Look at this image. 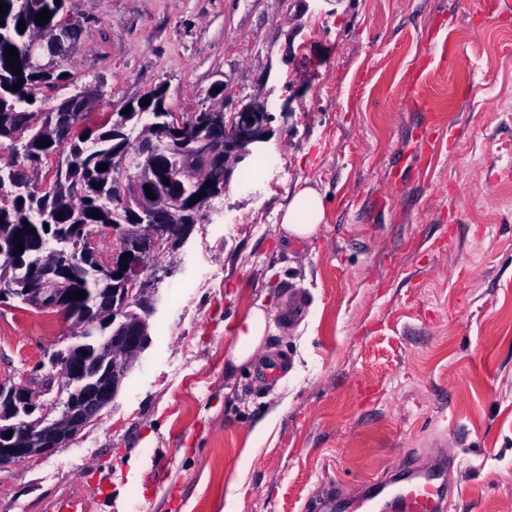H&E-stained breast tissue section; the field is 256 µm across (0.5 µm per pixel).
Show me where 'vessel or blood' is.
I'll return each instance as SVG.
<instances>
[{
    "mask_svg": "<svg viewBox=\"0 0 512 512\" xmlns=\"http://www.w3.org/2000/svg\"><path fill=\"white\" fill-rule=\"evenodd\" d=\"M447 496L443 473L433 468L385 485L368 484L345 507L346 512H445Z\"/></svg>",
    "mask_w": 512,
    "mask_h": 512,
    "instance_id": "1",
    "label": "vessel or blood"
}]
</instances>
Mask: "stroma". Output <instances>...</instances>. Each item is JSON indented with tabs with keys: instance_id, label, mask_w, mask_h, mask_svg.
Here are the masks:
<instances>
[{
	"instance_id": "35a3bbf8",
	"label": "stroma",
	"mask_w": 512,
	"mask_h": 512,
	"mask_svg": "<svg viewBox=\"0 0 512 512\" xmlns=\"http://www.w3.org/2000/svg\"><path fill=\"white\" fill-rule=\"evenodd\" d=\"M67 0L81 44L36 109L95 94L89 123L164 86L173 111L268 108L237 168L147 274L148 342L99 419L0 471V512H313L435 452L448 512H512V0ZM224 93L212 96L215 83ZM435 128V144L422 138ZM309 185V239L282 215ZM216 267L219 280L199 282ZM308 297L288 326L289 291ZM258 355L230 352L252 307ZM59 316L0 304V381H40ZM288 356L273 383L262 356ZM325 219L322 195L314 188L305 186L293 196L282 217V228L291 236L308 239L315 235Z\"/></svg>"
}]
</instances>
